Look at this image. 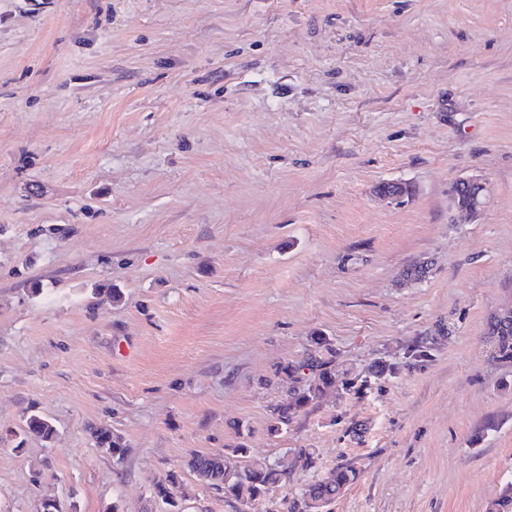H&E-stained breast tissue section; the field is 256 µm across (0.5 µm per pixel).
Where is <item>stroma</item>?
Returning <instances> with one entry per match:
<instances>
[{
	"label": "stroma",
	"instance_id": "35a3bbf8",
	"mask_svg": "<svg viewBox=\"0 0 512 512\" xmlns=\"http://www.w3.org/2000/svg\"><path fill=\"white\" fill-rule=\"evenodd\" d=\"M506 309L512 0H0V512H159L172 473L184 512H238L186 461L241 441L314 449L293 490L354 468L328 512H488ZM318 336L349 377L402 370L270 435L290 394L261 381ZM472 188H476V190H475L476 193L474 195L475 205L467 207L469 204V198H468V196H466L464 194H460L459 197L457 198V205H459L460 207H467L463 210L466 213L476 212L478 210H481L485 206L487 194H488V188L486 186V183L482 182L480 179H477V178H463V179H460L458 184L451 185L448 190V196L450 198V201H451L453 207H455L456 210H458V208L456 207L457 194L464 189H472ZM458 211H461V210H458ZM91 435L97 447L102 450L112 448V459L117 463H121L124 460L126 453V445L121 436L114 435L112 432L104 427L91 426Z\"/></svg>",
	"mask_w": 512,
	"mask_h": 512
}]
</instances>
